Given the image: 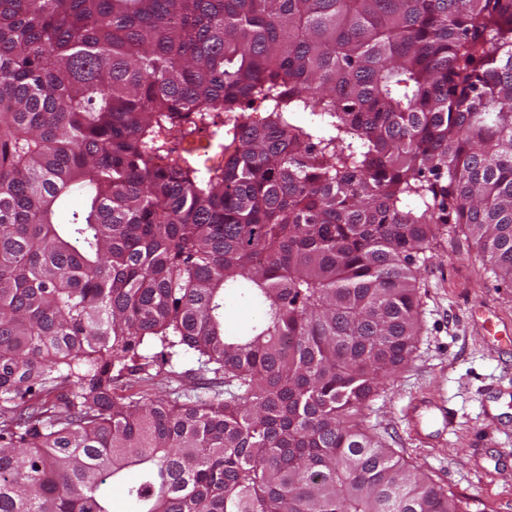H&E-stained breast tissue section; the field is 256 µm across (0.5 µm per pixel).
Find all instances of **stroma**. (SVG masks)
<instances>
[{
    "label": "stroma",
    "mask_w": 512,
    "mask_h": 512,
    "mask_svg": "<svg viewBox=\"0 0 512 512\" xmlns=\"http://www.w3.org/2000/svg\"><path fill=\"white\" fill-rule=\"evenodd\" d=\"M420 332L410 361L386 381L360 421L408 463L467 502L468 512H512V414L487 413L495 388H512V351L482 335L485 320L512 331V287L485 274L474 242L441 236L418 272ZM153 395L187 390L206 399L217 380L196 359L174 362ZM447 400L457 414L448 434L415 440L403 409L417 396Z\"/></svg>",
    "instance_id": "35a3bbf8"
}]
</instances>
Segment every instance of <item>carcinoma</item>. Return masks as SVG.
I'll list each match as a JSON object with an SVG mask.
<instances>
[{
	"label": "carcinoma",
	"instance_id": "obj_1",
	"mask_svg": "<svg viewBox=\"0 0 512 512\" xmlns=\"http://www.w3.org/2000/svg\"><path fill=\"white\" fill-rule=\"evenodd\" d=\"M445 231L512 286V0H0V512H466L359 421ZM228 117H229V115L224 114L223 112H214L209 126L207 127L206 130L203 131L204 135H205V140H206V144L204 146L205 149L210 148L211 146H214V145L221 148V151H220L221 161L217 164H205L202 166L203 168H211V167L219 165L222 161H224L223 131H224V123L227 121ZM220 139H222V143L218 144V140H220ZM256 316V311L238 303L228 305L225 313L226 330L234 334H244ZM175 370L179 375H172L166 379L159 377L150 386L151 393L156 397L167 398L174 390H187L192 400L206 399L216 388H219V380L211 379L213 374H203L198 371V363L194 358L182 357L173 361ZM190 370V371H189ZM186 372V373H184Z\"/></svg>",
	"mask_w": 512,
	"mask_h": 512
}]
</instances>
